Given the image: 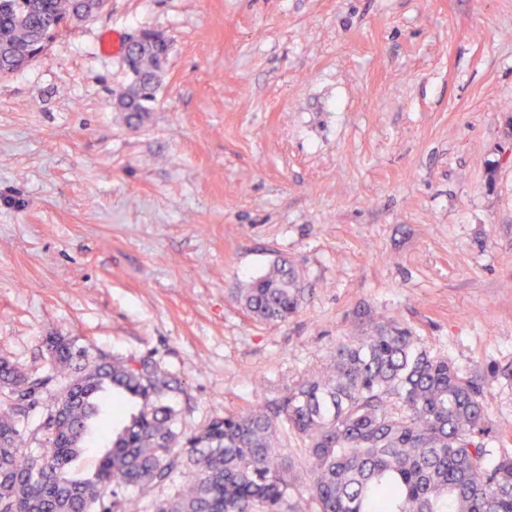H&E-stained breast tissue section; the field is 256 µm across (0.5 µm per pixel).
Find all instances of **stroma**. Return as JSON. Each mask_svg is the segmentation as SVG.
<instances>
[{"mask_svg": "<svg viewBox=\"0 0 512 512\" xmlns=\"http://www.w3.org/2000/svg\"><path fill=\"white\" fill-rule=\"evenodd\" d=\"M162 34L156 99L101 32ZM304 298L235 302L274 259ZM367 307L484 384L512 444V0H107L0 78V358L150 360L177 428L271 400Z\"/></svg>", "mask_w": 512, "mask_h": 512, "instance_id": "stroma-1", "label": "stroma"}]
</instances>
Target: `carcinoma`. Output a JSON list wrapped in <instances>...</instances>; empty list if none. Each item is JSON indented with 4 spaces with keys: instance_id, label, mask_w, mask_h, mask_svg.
Listing matches in <instances>:
<instances>
[{
    "instance_id": "obj_1",
    "label": "carcinoma",
    "mask_w": 512,
    "mask_h": 512,
    "mask_svg": "<svg viewBox=\"0 0 512 512\" xmlns=\"http://www.w3.org/2000/svg\"><path fill=\"white\" fill-rule=\"evenodd\" d=\"M80 3L0 0V57H25L55 22L86 20ZM167 53L159 38L134 54L141 90L122 108L127 125L149 111ZM303 294L277 259L235 301L258 322L280 323ZM357 318L360 333L336 345L325 369L188 436L172 402L180 381L154 363L98 359L65 336L47 342L45 375L0 359L9 394L61 380L38 456L17 422L49 389L0 408V512H512V450L485 411L482 382L412 329L367 308ZM114 394L133 410L117 430L101 429ZM96 437L105 447L97 469L76 472ZM157 489L167 495L151 498Z\"/></svg>"
}]
</instances>
